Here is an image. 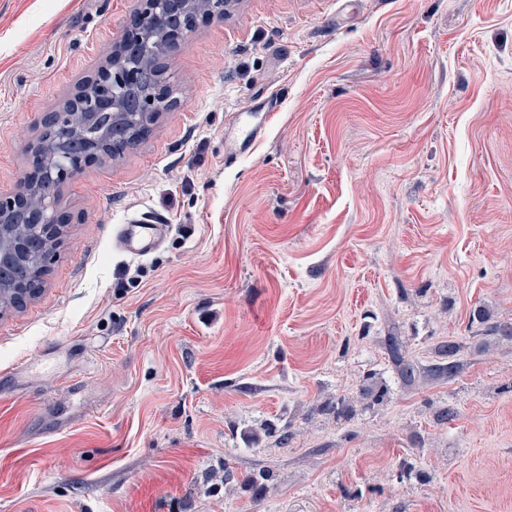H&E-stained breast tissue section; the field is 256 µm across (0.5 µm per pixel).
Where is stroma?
Wrapping results in <instances>:
<instances>
[{
  "label": "stroma",
  "mask_w": 512,
  "mask_h": 512,
  "mask_svg": "<svg viewBox=\"0 0 512 512\" xmlns=\"http://www.w3.org/2000/svg\"><path fill=\"white\" fill-rule=\"evenodd\" d=\"M137 6L0 0V197ZM163 81L175 108L63 185L43 290L0 318V512H512V340L472 322L512 324V0H234ZM139 219L170 227L146 257L115 242ZM391 333L425 368L461 342L460 372L403 387ZM267 422L287 447L244 438ZM277 106V99H275L274 103L266 110L263 120L258 123L250 121L249 112L232 113V117L228 120L225 127V136L229 143V152L226 158L247 150L262 137L270 119L274 115L273 112H278ZM270 471L264 468L253 470L240 477L231 466L224 467V488L229 490L239 484L251 492L255 499L262 498L269 489Z\"/></svg>",
  "instance_id": "1"
}]
</instances>
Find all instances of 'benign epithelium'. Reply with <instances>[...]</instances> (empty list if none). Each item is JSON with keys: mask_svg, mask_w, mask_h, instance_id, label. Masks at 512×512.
<instances>
[{"mask_svg": "<svg viewBox=\"0 0 512 512\" xmlns=\"http://www.w3.org/2000/svg\"><path fill=\"white\" fill-rule=\"evenodd\" d=\"M196 0H141V8L130 17L125 36L134 42H153L163 53L171 56L179 51L186 37L181 29L154 34L147 29V21L172 11L191 14ZM141 62H123V44L117 43L112 53L100 66L96 74L87 80L79 90L66 100L74 107L72 112H48L43 117V127H57L64 136L59 139H40L33 142L32 153L35 177L21 185L9 197L0 198V283L5 285L17 279L21 267L27 263L47 273L56 248L39 249L29 241H17L10 233V225L23 218L37 225L41 237L48 241L60 236L64 219L59 210L58 200L43 197L37 189V181L49 178L61 184L72 179L76 171L84 169L87 163L109 161L107 144L93 141L72 151L68 144L82 137V130L88 121L101 113L126 124L143 123L149 127L159 116L155 95L141 96L131 105L122 96L123 89L139 83Z\"/></svg>", "mask_w": 512, "mask_h": 512, "instance_id": "obj_1", "label": "benign epithelium"}]
</instances>
